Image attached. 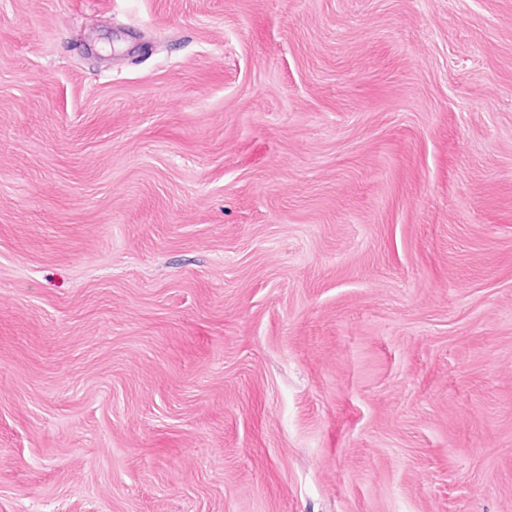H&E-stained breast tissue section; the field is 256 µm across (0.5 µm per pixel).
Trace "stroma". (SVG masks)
Returning <instances> with one entry per match:
<instances>
[{
  "label": "stroma",
  "instance_id": "obj_1",
  "mask_svg": "<svg viewBox=\"0 0 512 512\" xmlns=\"http://www.w3.org/2000/svg\"><path fill=\"white\" fill-rule=\"evenodd\" d=\"M0 512H512V0H0Z\"/></svg>",
  "mask_w": 512,
  "mask_h": 512
}]
</instances>
